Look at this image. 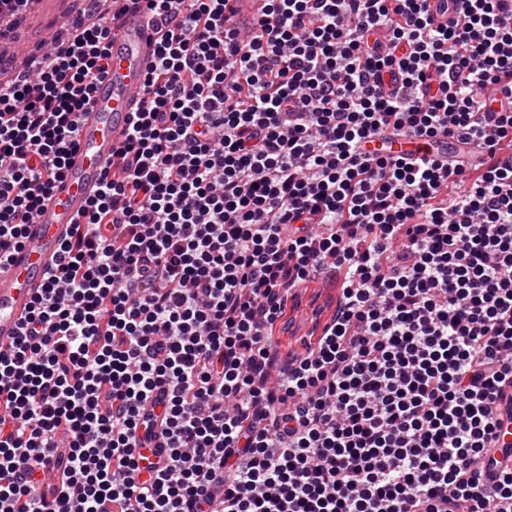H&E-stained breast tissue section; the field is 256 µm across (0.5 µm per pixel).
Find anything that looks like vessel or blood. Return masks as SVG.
Instances as JSON below:
<instances>
[{
  "mask_svg": "<svg viewBox=\"0 0 512 512\" xmlns=\"http://www.w3.org/2000/svg\"><path fill=\"white\" fill-rule=\"evenodd\" d=\"M154 50L155 34L148 19L139 13L125 14L112 34L109 72L98 82L92 104L80 118L78 145L64 176L44 200L35 223L26 225L21 246L0 265V346L17 338L35 295L60 263L72 224L96 196L113 150L125 141L130 114L155 61Z\"/></svg>",
  "mask_w": 512,
  "mask_h": 512,
  "instance_id": "vessel-or-blood-1",
  "label": "vessel or blood"
}]
</instances>
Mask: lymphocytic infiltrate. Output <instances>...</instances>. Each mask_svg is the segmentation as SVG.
Here are the masks:
<instances>
[{
    "mask_svg": "<svg viewBox=\"0 0 512 512\" xmlns=\"http://www.w3.org/2000/svg\"><path fill=\"white\" fill-rule=\"evenodd\" d=\"M112 2L0 81V263L77 145ZM129 2L156 62L0 352V512H512V0L447 25L429 0H265L246 30L235 0ZM437 137L460 150L366 149ZM320 271L336 312L281 355Z\"/></svg>",
    "mask_w": 512,
    "mask_h": 512,
    "instance_id": "obj_1",
    "label": "lymphocytic infiltrate"
}]
</instances>
